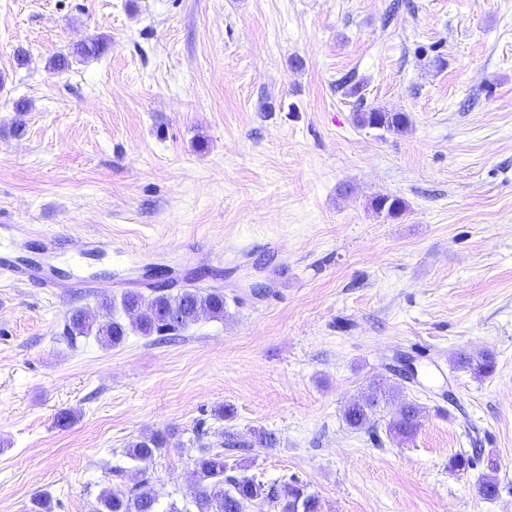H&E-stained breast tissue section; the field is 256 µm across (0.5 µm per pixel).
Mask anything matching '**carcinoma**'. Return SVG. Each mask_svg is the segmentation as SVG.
Masks as SVG:
<instances>
[{
  "label": "carcinoma",
  "mask_w": 512,
  "mask_h": 512,
  "mask_svg": "<svg viewBox=\"0 0 512 512\" xmlns=\"http://www.w3.org/2000/svg\"><path fill=\"white\" fill-rule=\"evenodd\" d=\"M107 49V39L102 35L92 36L77 43L71 52L59 55L49 62V69L63 71L69 68L71 59H88L101 56ZM359 127L377 128L390 133H401L408 128V117L402 112H389L383 108H371L354 114ZM374 207L390 215H398L404 209L399 198L381 197ZM154 297L145 300L142 293L129 290L121 296L122 311L129 322L114 317L101 320L99 316L84 308L71 311L63 335L70 342L77 338L93 336L105 347L116 346L133 331L142 336H175L201 319L222 320L225 316L224 291L220 288H183L174 293L164 288L153 289ZM454 363L461 369L476 374H490L495 368V357L491 352L477 355L460 352ZM398 390L384 381L373 386L370 395L347 403L342 412L346 426L353 430H368L374 426L378 410L389 405L397 397ZM424 413L415 402L402 399L394 406L387 423L388 435L400 442L412 439L423 425ZM279 440L272 432L262 431L255 440L247 441L232 431L223 434L222 448H274ZM168 437L155 431L140 437L128 449L127 455L135 462H149L168 447ZM478 458L465 452L454 454L448 468L464 472L474 468ZM489 473L478 485V493L490 499L497 494V481L493 472L497 464H487ZM238 467L224 460V453L200 449L187 474L188 493L183 500L163 502L150 485V479L128 490L105 489L98 497L94 512H245L254 504L269 503L279 512H321L319 498L298 479L279 485L266 483L247 475L235 474Z\"/></svg>",
  "instance_id": "1"
}]
</instances>
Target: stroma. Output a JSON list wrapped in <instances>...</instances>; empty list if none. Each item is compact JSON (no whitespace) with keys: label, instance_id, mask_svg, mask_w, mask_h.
I'll return each mask as SVG.
<instances>
[{"label":"stroma","instance_id":"stroma-1","mask_svg":"<svg viewBox=\"0 0 512 512\" xmlns=\"http://www.w3.org/2000/svg\"><path fill=\"white\" fill-rule=\"evenodd\" d=\"M93 35L103 55L49 70ZM373 106L407 131L357 127ZM0 215L36 229L18 261L44 259V228L93 238L102 285L0 280V512L43 492L93 512L144 475L181 499L227 430L274 433L226 459L322 512H512V0H0ZM148 265L223 289L224 320L66 342L70 309ZM484 350L489 376L454 368ZM381 378L425 411L410 442L388 412L373 437L342 419ZM155 431L170 445L138 471L125 451ZM473 449L499 461L495 498L484 467L448 468Z\"/></svg>","mask_w":512,"mask_h":512}]
</instances>
